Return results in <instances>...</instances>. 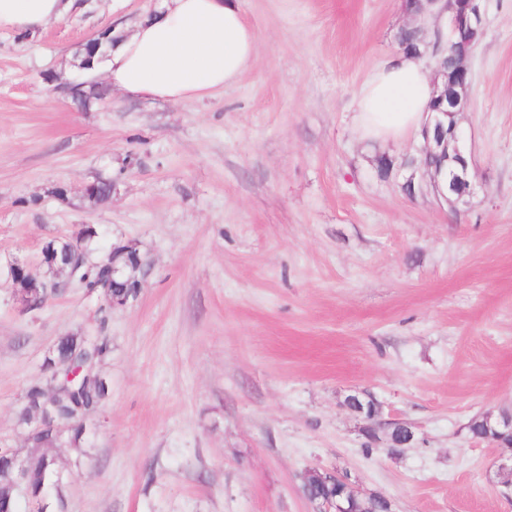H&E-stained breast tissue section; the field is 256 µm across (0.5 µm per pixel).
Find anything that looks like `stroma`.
<instances>
[{"label":"stroma","instance_id":"1","mask_svg":"<svg viewBox=\"0 0 512 512\" xmlns=\"http://www.w3.org/2000/svg\"><path fill=\"white\" fill-rule=\"evenodd\" d=\"M25 38L0 29V448H20L25 387L56 337L112 339L90 459L58 448L67 512H314L311 470L392 512H512V450L470 438L512 410V0H484L461 128L468 205L407 197L353 127L390 55L401 0H241L256 64L191 102L110 92L79 108L90 39L155 0H82ZM97 178L113 182L96 208ZM95 225L145 260L138 297L99 325L72 283L21 311L8 268ZM369 397L373 435L346 404ZM415 429L391 449L386 425Z\"/></svg>","mask_w":512,"mask_h":512}]
</instances>
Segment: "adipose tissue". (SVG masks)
Masks as SVG:
<instances>
[{"label":"adipose tissue","instance_id":"obj_1","mask_svg":"<svg viewBox=\"0 0 512 512\" xmlns=\"http://www.w3.org/2000/svg\"><path fill=\"white\" fill-rule=\"evenodd\" d=\"M77 0H0V28L36 35L67 16ZM258 36L241 0H158L130 34L113 29L112 44L94 60L123 95L168 102L198 100L237 79L256 60ZM432 71L398 54L361 89L353 123L361 138L386 144L418 132L432 97Z\"/></svg>","mask_w":512,"mask_h":512}]
</instances>
